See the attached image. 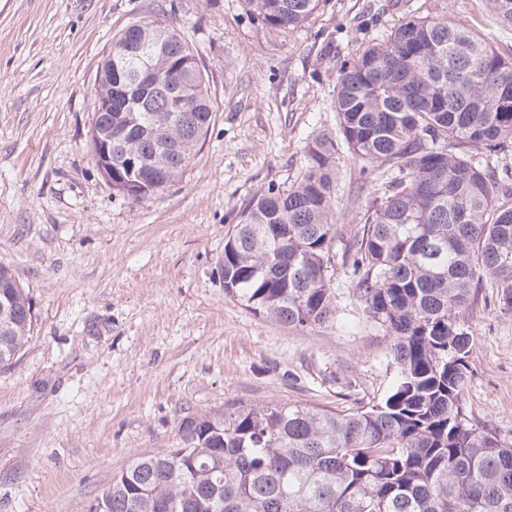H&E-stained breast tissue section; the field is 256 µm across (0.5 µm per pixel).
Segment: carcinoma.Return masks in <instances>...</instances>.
<instances>
[{
  "instance_id": "cac0c4a2",
  "label": "carcinoma",
  "mask_w": 512,
  "mask_h": 512,
  "mask_svg": "<svg viewBox=\"0 0 512 512\" xmlns=\"http://www.w3.org/2000/svg\"><path fill=\"white\" fill-rule=\"evenodd\" d=\"M268 29L303 26L320 0H246ZM453 14H411L337 64L336 135L305 145L306 164L238 211L220 261L225 295L300 329L334 318L335 155L367 163L375 197L348 246L368 319L391 338L398 381L384 403L336 413L296 403L187 416L174 448L136 457L89 512H512V448L468 419L461 327L488 280L512 312V195L507 173L473 151L512 144V57L488 44L475 10L512 32V0H471ZM151 75L132 81L142 61ZM103 134L145 169L112 189L144 201L178 181L206 135L213 103L183 36L155 19L112 39L95 77ZM0 365L33 332L32 304L0 266Z\"/></svg>"
}]
</instances>
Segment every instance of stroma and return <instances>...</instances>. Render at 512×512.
Returning a JSON list of instances; mask_svg holds the SVG:
<instances>
[{"mask_svg": "<svg viewBox=\"0 0 512 512\" xmlns=\"http://www.w3.org/2000/svg\"><path fill=\"white\" fill-rule=\"evenodd\" d=\"M455 0H322L302 27L261 26L243 0H0V265L35 326L0 366V512H87L137 456L175 447L187 416L291 402H383L397 374L343 255L372 187L335 159L336 319L293 329L224 293V235L243 203L285 189L313 135L336 127V62L411 10ZM158 18L198 53L213 120L180 180L142 202L91 155L94 79L113 36ZM471 421L512 446V312L482 289Z\"/></svg>", "mask_w": 512, "mask_h": 512, "instance_id": "obj_1", "label": "stroma"}]
</instances>
